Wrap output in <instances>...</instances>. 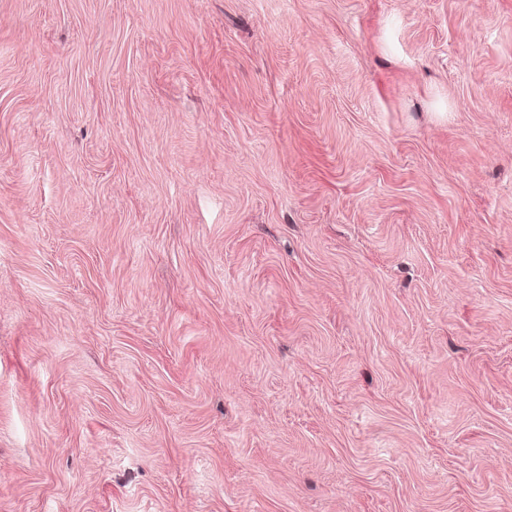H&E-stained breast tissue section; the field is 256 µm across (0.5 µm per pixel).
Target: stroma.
<instances>
[{
  "label": "stroma",
  "mask_w": 512,
  "mask_h": 512,
  "mask_svg": "<svg viewBox=\"0 0 512 512\" xmlns=\"http://www.w3.org/2000/svg\"><path fill=\"white\" fill-rule=\"evenodd\" d=\"M0 512H512V0H0Z\"/></svg>",
  "instance_id": "stroma-1"
}]
</instances>
